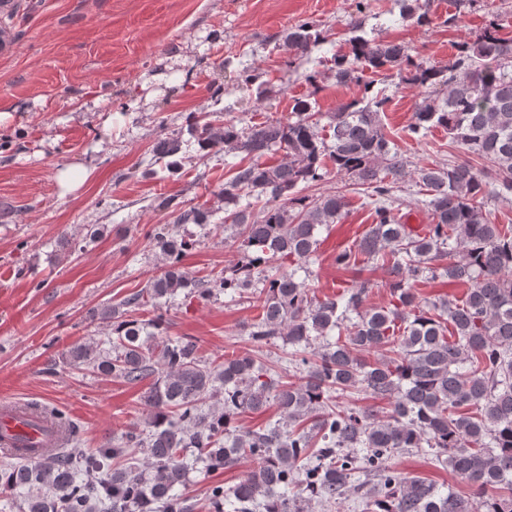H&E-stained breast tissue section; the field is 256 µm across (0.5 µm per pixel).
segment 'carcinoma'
Instances as JSON below:
<instances>
[{"label":"carcinoma","mask_w":512,"mask_h":512,"mask_svg":"<svg viewBox=\"0 0 512 512\" xmlns=\"http://www.w3.org/2000/svg\"><path fill=\"white\" fill-rule=\"evenodd\" d=\"M431 2L395 0L401 19L419 24L429 21ZM365 9V0L355 2L348 22L355 36L349 51L334 57L336 82H356L366 68L415 86L409 132L423 137L441 128L487 169L467 162L411 169L384 132L389 98L368 84L325 125L311 94L294 100L285 122L240 128L222 120L221 110L193 117L188 133L199 149L252 159L234 164L224 182V223L242 237L243 257L211 282L193 279L181 265L191 239L168 224L154 227L164 273L102 313L112 322L109 348L77 345L66 357L128 383L155 377L145 399L148 433L128 432L93 452L62 448L3 465L0 487L22 497L24 512H191L181 491L187 472L219 470L244 456L259 466L231 490L209 486L213 512H305L304 498L334 502L368 482L373 512H512V226L493 223L485 210V198L512 194V38L493 25L461 43L448 62H424L402 43L357 34ZM325 40L308 19L291 25L280 36L287 70L319 61ZM190 141L180 132L160 138L153 157L176 172ZM280 151L278 163L261 162ZM329 164L365 187L374 215L356 248L336 254V267L354 270L361 256L392 259L387 306L366 307L368 280L319 299L297 277L316 253L319 227L345 213L339 192L297 195L322 180ZM408 178L428 195L433 224L425 237L408 233L395 214L393 189ZM159 207L178 212V224H210L209 211L187 209L175 197ZM287 261L294 268L285 271ZM428 274L468 284L465 299L421 298L417 284ZM214 286L232 298L247 292L256 299L261 316L246 327L248 336L260 348L278 337L288 341L301 383L282 382L250 353L208 365L193 340L159 336L161 318L124 319L120 312L170 302L185 288L205 297ZM372 350L387 354L363 358ZM355 389L391 399L387 418L333 402ZM218 395L222 405L205 408ZM271 401L280 408L278 422L238 428L240 413ZM142 445L147 455L139 464L131 449ZM413 448L431 450L468 481L482 496L479 504L387 465Z\"/></svg>","instance_id":"carcinoma-1"}]
</instances>
